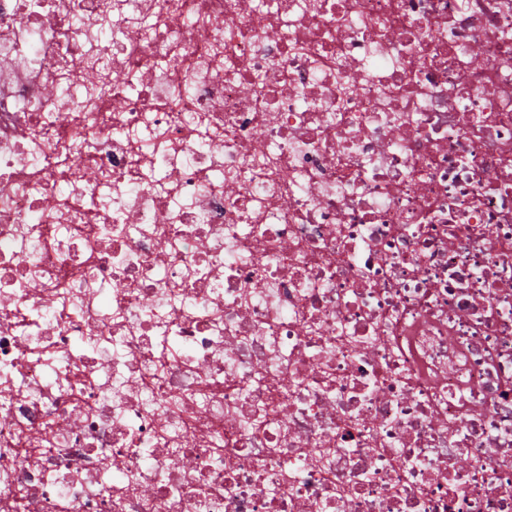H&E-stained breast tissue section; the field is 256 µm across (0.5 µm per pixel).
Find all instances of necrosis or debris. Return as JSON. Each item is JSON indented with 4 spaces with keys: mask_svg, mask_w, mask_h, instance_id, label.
Listing matches in <instances>:
<instances>
[{
    "mask_svg": "<svg viewBox=\"0 0 512 512\" xmlns=\"http://www.w3.org/2000/svg\"><path fill=\"white\" fill-rule=\"evenodd\" d=\"M0 507L512 512V0H0Z\"/></svg>",
    "mask_w": 512,
    "mask_h": 512,
    "instance_id": "1",
    "label": "necrosis or debris"
}]
</instances>
